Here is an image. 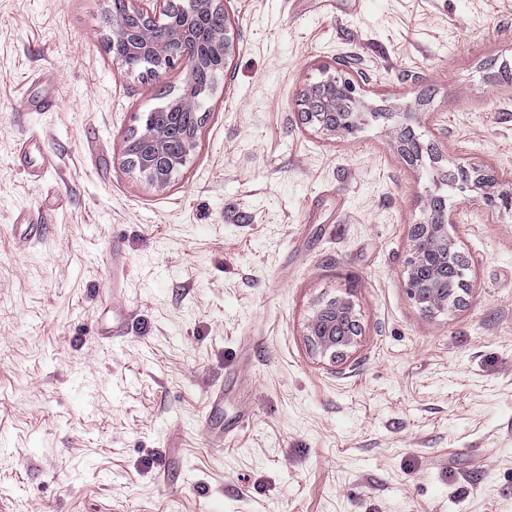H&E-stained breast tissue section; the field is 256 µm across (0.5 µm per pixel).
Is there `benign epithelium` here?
Returning <instances> with one entry per match:
<instances>
[{"mask_svg":"<svg viewBox=\"0 0 512 512\" xmlns=\"http://www.w3.org/2000/svg\"><path fill=\"white\" fill-rule=\"evenodd\" d=\"M162 5L160 15H150L148 11L135 9L132 15L138 17V22L129 20L126 14L116 13L112 16V34L108 38L112 46V57L119 61L125 60V55H151L160 61V66L168 67L179 62L185 63L187 75L195 70L193 59L179 51L178 46L195 39L196 26L191 22L196 15L202 12L221 14L223 10L220 0H155ZM184 12L189 22L176 30L168 31L165 24L160 22V16L172 12V9ZM211 48L216 56L227 61L234 50L233 37L230 35L229 24L218 27L211 36ZM347 91L352 102H357V95L361 87L339 69L323 68L322 79L309 86L301 98V105L306 111L316 104L323 102L332 110L340 107L339 95ZM330 113L323 112L317 115L314 125L329 134H351L363 116L359 112L347 113L345 126L341 127L327 121ZM201 122L185 129L178 130L177 137L181 143L183 156H188L197 143ZM142 145L137 157H127L128 164L142 174L152 185L164 188L169 183L172 173L176 169L174 158L169 153L166 141L162 134L155 130L151 123H146L140 135ZM426 218L411 225L410 229V255L406 263V290L417 307L428 316H437L447 312L455 303L442 297L439 289L433 287L430 277L435 270L428 264L426 253L432 251L443 260L451 255H459L454 238L448 232V216L446 208L436 207L434 200L430 199L426 206ZM357 315L353 302L344 297L331 298L321 301L313 316L307 324L306 339L312 348L324 357L336 358L346 353L357 343L354 335L340 336L336 333V326L341 322L356 321Z\"/></svg>","mask_w":512,"mask_h":512,"instance_id":"obj_1","label":"benign epithelium"}]
</instances>
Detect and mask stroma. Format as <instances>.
Segmentation results:
<instances>
[{
	"label": "stroma",
	"mask_w": 512,
	"mask_h": 512,
	"mask_svg": "<svg viewBox=\"0 0 512 512\" xmlns=\"http://www.w3.org/2000/svg\"><path fill=\"white\" fill-rule=\"evenodd\" d=\"M235 49L164 188L127 138L184 65L104 49L113 0H0V512H512V0H222ZM353 135L304 123L323 66ZM448 194L466 305L405 288ZM361 326L306 341L319 301ZM323 77L322 79L314 85H309V87L304 91L301 98L300 105L304 106L307 112H310V118L313 121H309L312 124L318 126V129L321 131H325L329 134H351L353 133L361 121L363 120V116L360 113L361 110L357 107V95L362 91L360 85L357 84L349 77L346 76V73L339 68H334L331 71L330 67L323 68ZM347 89L348 96L351 98L353 102V106L357 111L348 112L347 121H345V127L336 126L333 122H328L326 118L330 115L335 116V112H312L311 107L315 110L317 107L315 106L317 103L323 102L328 104L333 111H337L340 107L341 101L339 99V95L341 91H345ZM314 114L317 116L318 121H315ZM353 302L344 297L321 301L307 324L306 339L323 357L336 359L357 343V335L340 336L336 326L341 322H357Z\"/></svg>",
	"instance_id": "1"
}]
</instances>
